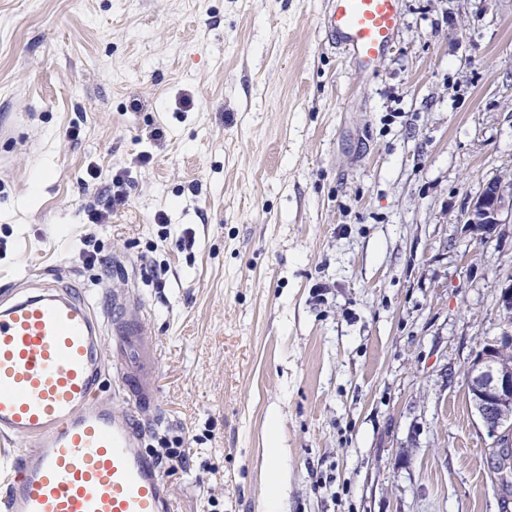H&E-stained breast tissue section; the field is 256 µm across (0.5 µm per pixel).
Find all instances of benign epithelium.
<instances>
[{
  "mask_svg": "<svg viewBox=\"0 0 512 512\" xmlns=\"http://www.w3.org/2000/svg\"><path fill=\"white\" fill-rule=\"evenodd\" d=\"M512 223V184L493 180L466 213V224L491 234ZM498 307L502 317L497 340L486 345L469 362L465 382L476 415L487 430L500 437L512 433V364L503 360L512 349V279L499 285Z\"/></svg>",
  "mask_w": 512,
  "mask_h": 512,
  "instance_id": "1",
  "label": "benign epithelium"
}]
</instances>
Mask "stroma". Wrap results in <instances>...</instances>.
<instances>
[{"label":"stroma","mask_w":512,"mask_h":512,"mask_svg":"<svg viewBox=\"0 0 512 512\" xmlns=\"http://www.w3.org/2000/svg\"><path fill=\"white\" fill-rule=\"evenodd\" d=\"M328 7L0 0V292L140 298L173 512H512L464 377L512 279L464 222L512 178V0H399L371 74ZM116 187L120 188L117 191L111 193L108 199V202L104 207L97 209L91 208L87 211V217L89 223L92 224H104L110 218V215L114 210L119 209L121 206L125 205L127 201V192L124 186V180L121 177L116 178Z\"/></svg>","instance_id":"35a3bbf8"}]
</instances>
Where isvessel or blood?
<instances>
[{
  "label": "vessel or blood",
  "mask_w": 512,
  "mask_h": 512,
  "mask_svg": "<svg viewBox=\"0 0 512 512\" xmlns=\"http://www.w3.org/2000/svg\"><path fill=\"white\" fill-rule=\"evenodd\" d=\"M399 22V0H330L324 28L369 74ZM146 334L142 305L126 294L100 316L88 298L56 286L0 299V438L28 444L9 470L0 512H169L162 471L133 423L156 404ZM110 358L131 413L100 401Z\"/></svg>",
  "instance_id": "vessel-or-blood-1"
}]
</instances>
